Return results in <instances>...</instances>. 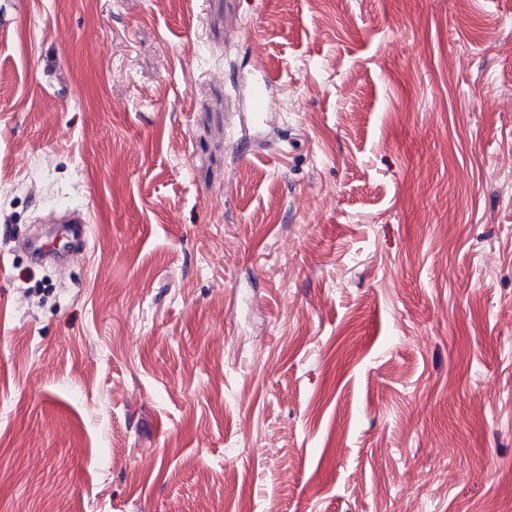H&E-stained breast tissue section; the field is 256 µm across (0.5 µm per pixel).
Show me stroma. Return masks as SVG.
<instances>
[{"label":"stroma","mask_w":512,"mask_h":512,"mask_svg":"<svg viewBox=\"0 0 512 512\" xmlns=\"http://www.w3.org/2000/svg\"><path fill=\"white\" fill-rule=\"evenodd\" d=\"M0 512H512V0H0ZM270 78L262 75L245 86L244 96L248 104L251 120L254 124L262 125L269 121L271 112L269 109L270 98L268 89ZM54 238L62 242L61 248H57L56 243L42 244V240L31 243L32 253L36 260H67L82 250L86 244L84 232L80 226L64 227Z\"/></svg>","instance_id":"obj_1"}]
</instances>
